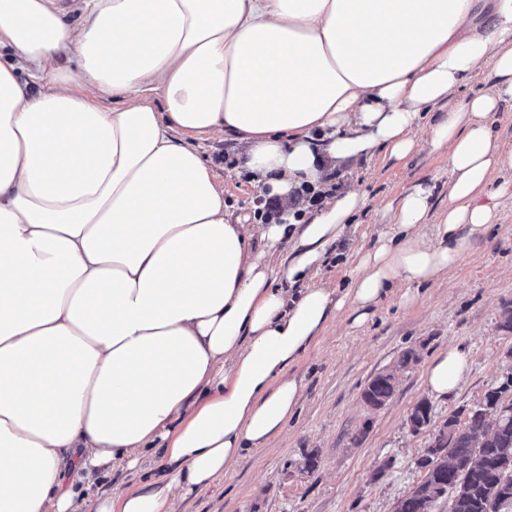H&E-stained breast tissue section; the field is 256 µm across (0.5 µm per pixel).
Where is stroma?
I'll return each instance as SVG.
<instances>
[{
  "instance_id": "stroma-1",
  "label": "stroma",
  "mask_w": 512,
  "mask_h": 512,
  "mask_svg": "<svg viewBox=\"0 0 512 512\" xmlns=\"http://www.w3.org/2000/svg\"><path fill=\"white\" fill-rule=\"evenodd\" d=\"M197 145L215 165L218 182L234 214L253 211L260 194L244 179L226 176L230 145L203 138ZM434 185V204L448 202V153L423 148L396 162L376 154L336 170V186L353 184L369 204L355 226L328 254L321 276L336 287L349 283L351 253L380 228V208L397 201L411 185ZM512 308V209L487 232L468 236L458 267L421 289L409 309L385 300L364 330L354 332L337 319L322 341L290 368L303 386V398L282 436L271 447L247 454L225 472L217 488L190 494L183 512H392L394 503L422 479L416 465L432 441L431 431L410 433L405 420L427 397L423 374L448 345L469 355V367L456 393L433 400V419L469 409L485 390L512 373V332L501 330ZM417 359L399 376L393 398L371 410L361 400L370 377L393 369L405 349ZM361 442H353L355 432ZM317 452L316 470L305 473L303 456Z\"/></svg>"
}]
</instances>
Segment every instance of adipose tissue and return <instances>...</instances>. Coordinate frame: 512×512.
Here are the masks:
<instances>
[{"mask_svg": "<svg viewBox=\"0 0 512 512\" xmlns=\"http://www.w3.org/2000/svg\"><path fill=\"white\" fill-rule=\"evenodd\" d=\"M510 99L512 0H0V512H178L267 447L299 406L288 368L331 320L414 306L499 223L512 144L490 118ZM422 129L448 151L447 205L411 186L345 291L326 287L368 198L300 215L293 191L380 150L403 161ZM205 134L281 223L228 214L183 142ZM468 365L449 346L426 390L447 398ZM150 453L167 473L92 492Z\"/></svg>", "mask_w": 512, "mask_h": 512, "instance_id": "1", "label": "adipose tissue"}]
</instances>
